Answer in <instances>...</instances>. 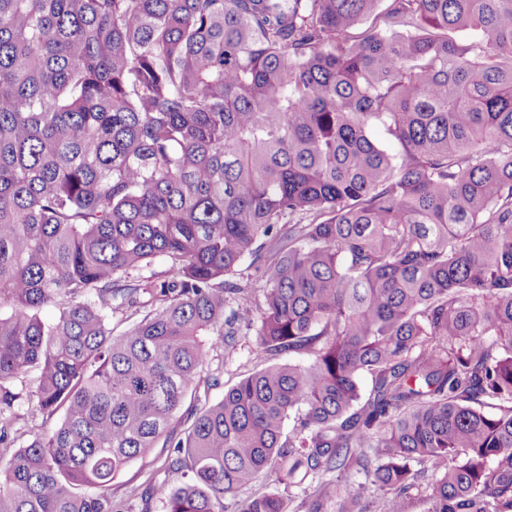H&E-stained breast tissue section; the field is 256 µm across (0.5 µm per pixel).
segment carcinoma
<instances>
[{
    "instance_id": "carcinoma-1",
    "label": "carcinoma",
    "mask_w": 512,
    "mask_h": 512,
    "mask_svg": "<svg viewBox=\"0 0 512 512\" xmlns=\"http://www.w3.org/2000/svg\"><path fill=\"white\" fill-rule=\"evenodd\" d=\"M251 311L254 357L308 361L178 436L204 337L233 356ZM34 370L60 421L0 464V512H126L160 441L189 478L134 495L167 512L261 476L364 512L355 467L407 512L414 464L426 512H512V0H0L5 448ZM168 448L163 447L160 442L155 448H151L141 457L134 460L128 468L112 482V498L127 500L131 503L129 512H167L164 501L153 498L148 505H143L140 499L129 498L130 491L135 488H142L150 482H165L168 485H180L184 481V475L180 472L167 470L165 459Z\"/></svg>"
}]
</instances>
